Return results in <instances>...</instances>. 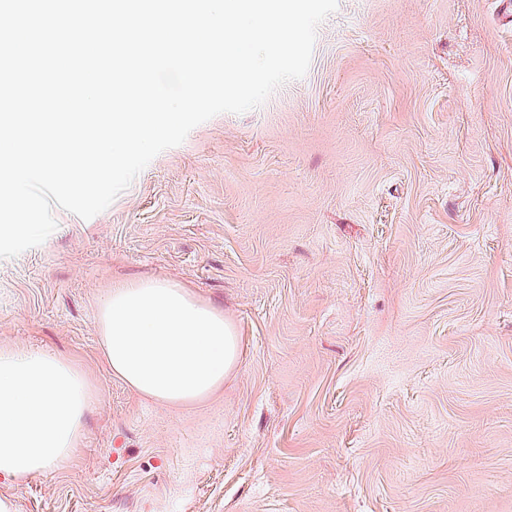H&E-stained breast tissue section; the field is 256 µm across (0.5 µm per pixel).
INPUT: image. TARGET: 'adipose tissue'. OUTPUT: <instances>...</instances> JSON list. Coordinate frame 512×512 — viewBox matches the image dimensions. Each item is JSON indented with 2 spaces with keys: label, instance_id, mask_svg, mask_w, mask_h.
Instances as JSON below:
<instances>
[{
  "label": "adipose tissue",
  "instance_id": "obj_1",
  "mask_svg": "<svg viewBox=\"0 0 512 512\" xmlns=\"http://www.w3.org/2000/svg\"><path fill=\"white\" fill-rule=\"evenodd\" d=\"M99 314L108 368L145 399L170 406L207 401L239 362L235 325L168 281L115 283ZM93 404L84 377L65 361L0 348V477L20 482L66 464Z\"/></svg>",
  "mask_w": 512,
  "mask_h": 512
}]
</instances>
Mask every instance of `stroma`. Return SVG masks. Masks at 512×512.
<instances>
[{
    "mask_svg": "<svg viewBox=\"0 0 512 512\" xmlns=\"http://www.w3.org/2000/svg\"><path fill=\"white\" fill-rule=\"evenodd\" d=\"M0 259V348L97 398L15 512H512V0H339L307 74ZM164 279L241 360L188 408L112 375L98 303Z\"/></svg>",
    "mask_w": 512,
    "mask_h": 512,
    "instance_id": "obj_1",
    "label": "stroma"
}]
</instances>
